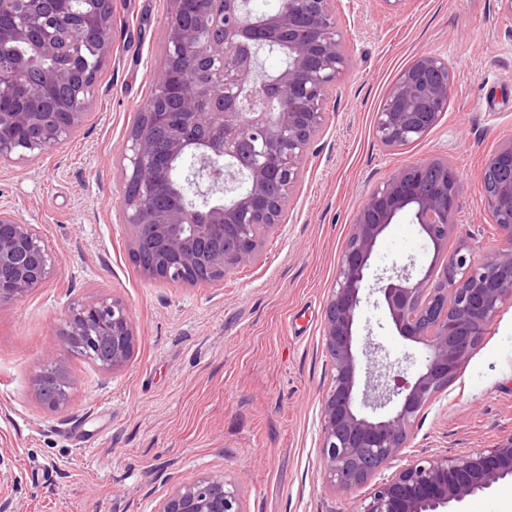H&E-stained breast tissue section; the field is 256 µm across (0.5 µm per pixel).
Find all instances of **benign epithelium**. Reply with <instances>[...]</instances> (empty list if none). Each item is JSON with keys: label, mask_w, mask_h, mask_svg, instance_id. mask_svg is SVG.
<instances>
[{"label": "benign epithelium", "mask_w": 512, "mask_h": 512, "mask_svg": "<svg viewBox=\"0 0 512 512\" xmlns=\"http://www.w3.org/2000/svg\"><path fill=\"white\" fill-rule=\"evenodd\" d=\"M107 0H0V159L45 153L80 125L89 102L88 61L64 54L61 40L91 32L97 58L112 48ZM167 57L209 67H163L157 96L139 113L128 146L121 201L144 275L192 285L214 283L260 263V228L281 223L329 92L350 66L336 0H282L257 13L251 0H173ZM288 47L268 72L262 54ZM454 72L435 54L417 56L391 85L375 118L385 149L423 140L440 122ZM461 182L446 159L404 165L371 190L350 225L328 296L323 341L334 370L322 399L321 450L328 482L350 496L408 445L411 427L448 387L512 300V134L487 156L482 206L500 247L479 260L464 242L446 255L441 280L413 279L409 266L378 277L377 292L398 333L427 348L418 376L386 370L358 390L357 323L366 271L381 235L401 216L441 250L456 228ZM55 257L36 225L0 207V304L15 302L53 275ZM67 346H85L104 371L125 367L136 341L127 305L117 298L74 304L59 329ZM66 365L46 359L34 394L67 405ZM371 409L372 414L364 413ZM512 479V436L465 455L418 456L360 500L356 512H447ZM157 512H244L239 483L205 475L178 483Z\"/></svg>", "instance_id": "1"}]
</instances>
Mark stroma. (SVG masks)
<instances>
[{
    "label": "stroma",
    "instance_id": "1",
    "mask_svg": "<svg viewBox=\"0 0 512 512\" xmlns=\"http://www.w3.org/2000/svg\"><path fill=\"white\" fill-rule=\"evenodd\" d=\"M172 10V0H112V50L83 123L46 154L0 159V206L36 225L56 255L48 281L0 305V512H154L175 483L207 474L238 479L245 512H355L415 456L511 437V302L402 455L348 497L327 481L320 429L332 378L324 309L365 195L407 163L446 158L462 184L449 246L466 240L480 259L500 245L481 174L512 135V15L500 0H338L351 65L324 104L282 223L264 237L261 265L220 284L174 285L142 274L121 211L128 136L165 65ZM424 53L453 69L448 108L423 140L384 150L375 115ZM444 260L402 218L368 275L410 263L414 277L435 282ZM112 296L137 328L130 361L113 373L75 357L56 334L70 306ZM378 299L363 297L359 340L413 377L426 349L399 336ZM49 346L73 381L61 409L33 394Z\"/></svg>",
    "mask_w": 512,
    "mask_h": 512
}]
</instances>
